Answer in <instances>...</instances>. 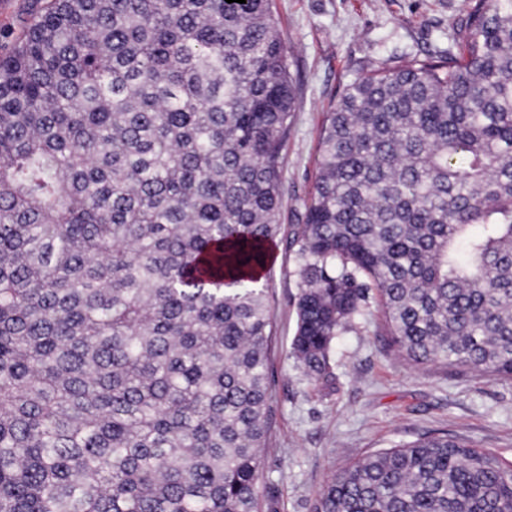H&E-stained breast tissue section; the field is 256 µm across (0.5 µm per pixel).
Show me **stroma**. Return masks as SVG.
I'll use <instances>...</instances> for the list:
<instances>
[{
    "label": "stroma",
    "mask_w": 512,
    "mask_h": 512,
    "mask_svg": "<svg viewBox=\"0 0 512 512\" xmlns=\"http://www.w3.org/2000/svg\"><path fill=\"white\" fill-rule=\"evenodd\" d=\"M44 0H0V55ZM290 48L296 109L282 170L280 234L265 279L274 332L268 362L272 429L258 491L272 512H312L337 469L399 441L448 432L512 462V380L412 366L390 345L375 302L339 336L332 380L311 385L290 353L296 327L295 255L289 246L317 176L322 115L371 64L447 53L464 0H272Z\"/></svg>",
    "instance_id": "obj_1"
}]
</instances>
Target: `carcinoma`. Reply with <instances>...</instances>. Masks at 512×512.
Listing matches in <instances>:
<instances>
[{"instance_id":"obj_1","label":"carcinoma","mask_w":512,"mask_h":512,"mask_svg":"<svg viewBox=\"0 0 512 512\" xmlns=\"http://www.w3.org/2000/svg\"><path fill=\"white\" fill-rule=\"evenodd\" d=\"M456 42L325 113L289 241L311 383L370 290L410 364L512 380V0H475ZM294 111L270 0H45L0 55V512L268 508ZM314 512H512V463L399 442Z\"/></svg>"}]
</instances>
